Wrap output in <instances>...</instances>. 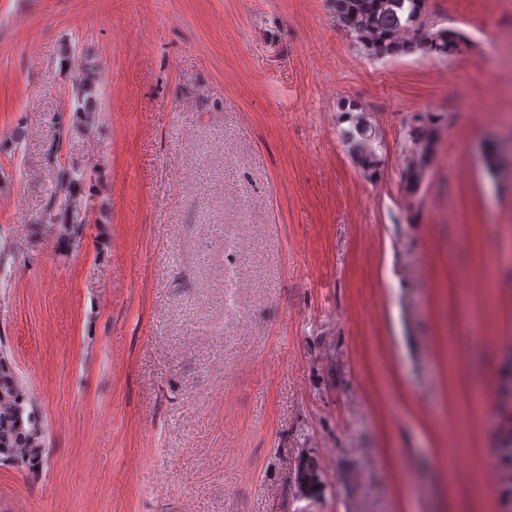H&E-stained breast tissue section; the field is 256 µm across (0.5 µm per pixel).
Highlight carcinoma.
Returning a JSON list of instances; mask_svg holds the SVG:
<instances>
[{
	"mask_svg": "<svg viewBox=\"0 0 512 512\" xmlns=\"http://www.w3.org/2000/svg\"><path fill=\"white\" fill-rule=\"evenodd\" d=\"M336 22L348 33L352 46L371 59L397 58L421 51L446 60L459 54L467 39L459 30L434 28L429 23V0H333ZM76 101L72 121L86 128L96 122L98 111L95 73L84 69L71 86ZM348 127L341 138L359 168L376 173L381 158L377 153L379 132L367 113L352 103L344 110ZM436 118L429 112L413 117L409 130L410 155L402 172L408 191H416L430 167L436 148ZM84 172L64 165L55 173L54 187L46 206L34 223L53 229L64 246L81 244V229L88 221V208L80 186ZM501 439L499 452L512 463V399L499 409ZM45 431L23 382L14 374L8 352L0 345V460L23 466L39 465Z\"/></svg>",
	"mask_w": 512,
	"mask_h": 512,
	"instance_id": "cac0c4a2",
	"label": "carcinoma"
}]
</instances>
